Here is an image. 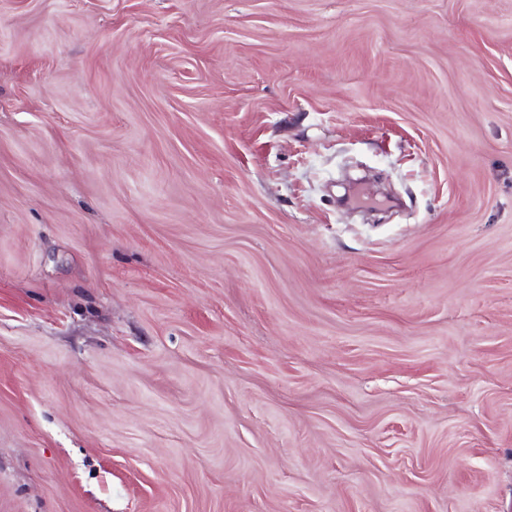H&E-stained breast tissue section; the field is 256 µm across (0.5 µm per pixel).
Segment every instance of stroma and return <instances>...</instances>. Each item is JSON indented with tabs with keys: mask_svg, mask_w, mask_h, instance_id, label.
<instances>
[{
	"mask_svg": "<svg viewBox=\"0 0 512 512\" xmlns=\"http://www.w3.org/2000/svg\"><path fill=\"white\" fill-rule=\"evenodd\" d=\"M0 512H512V0H0Z\"/></svg>",
	"mask_w": 512,
	"mask_h": 512,
	"instance_id": "35a3bbf8",
	"label": "stroma"
}]
</instances>
